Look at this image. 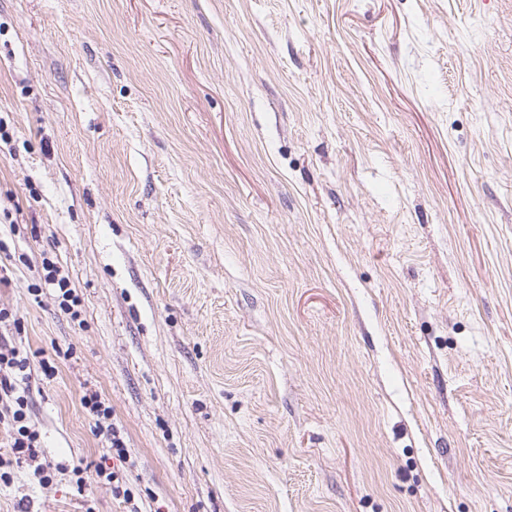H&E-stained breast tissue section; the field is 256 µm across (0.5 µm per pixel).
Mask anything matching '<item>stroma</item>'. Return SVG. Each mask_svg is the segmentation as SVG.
Masks as SVG:
<instances>
[{
    "label": "stroma",
    "instance_id": "1",
    "mask_svg": "<svg viewBox=\"0 0 512 512\" xmlns=\"http://www.w3.org/2000/svg\"><path fill=\"white\" fill-rule=\"evenodd\" d=\"M0 276V512H512V0H0ZM43 268L46 271L44 276L45 285L54 288L58 292L60 298L59 306L63 312L70 314L72 317L77 315V311H73L76 306V297H74L73 289L70 288L69 280L62 276L59 277V269L49 260L43 262ZM31 362L27 351L9 341L0 333V400L12 403L4 413L0 410V423H7L12 430V442L8 458L0 454V484L9 486L13 482L10 467L24 461H33L38 454L40 434L29 426L28 380L31 376ZM81 404L87 413L92 416L96 435L103 438L105 443V456L112 455L120 463L126 459L125 442L120 432L112 424V407L107 406L101 395L92 389H86L81 397Z\"/></svg>",
    "mask_w": 512,
    "mask_h": 512
}]
</instances>
